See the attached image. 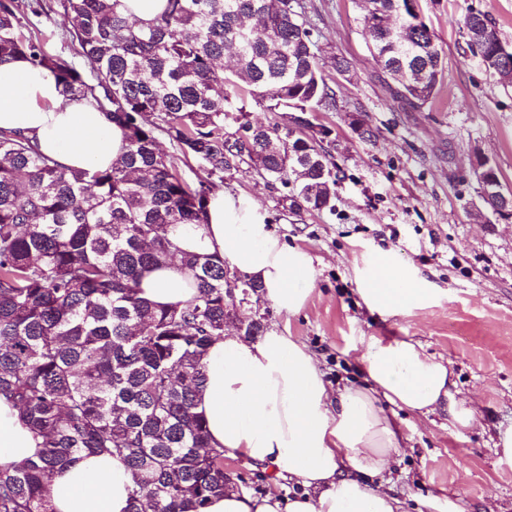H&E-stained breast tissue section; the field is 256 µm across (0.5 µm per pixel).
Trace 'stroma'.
<instances>
[{
    "mask_svg": "<svg viewBox=\"0 0 512 512\" xmlns=\"http://www.w3.org/2000/svg\"><path fill=\"white\" fill-rule=\"evenodd\" d=\"M38 24L48 50L80 73L89 67L68 37L58 0H40ZM312 41L340 109L311 112L330 129L340 167L335 210L295 216L285 211L282 185L241 168L224 178L225 191L255 200L286 242L305 248L317 271L305 309L289 316L263 302L266 324L289 330L313 351L332 387L361 385L360 337L420 342L427 355L450 360L456 389L475 401V419L455 432L448 413L399 411L407 440L385 474L408 512H433L430 503H462L466 512H512V470L495 465V429L512 422V217L479 222L474 170L487 160L512 191V87L490 77L461 34L468 12L487 14L512 45V0H420L447 61L438 95L420 108L392 96V81L376 65L362 33L360 0H303ZM351 68L338 74L336 57ZM372 127L365 140L354 119ZM392 252L429 288L428 303L406 315L370 312L358 278L379 251ZM239 489L287 495L296 484L268 465L225 460Z\"/></svg>",
    "mask_w": 512,
    "mask_h": 512,
    "instance_id": "1",
    "label": "stroma"
}]
</instances>
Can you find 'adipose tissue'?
I'll return each instance as SVG.
<instances>
[{"mask_svg": "<svg viewBox=\"0 0 512 512\" xmlns=\"http://www.w3.org/2000/svg\"><path fill=\"white\" fill-rule=\"evenodd\" d=\"M0 129L24 132L41 153L70 168L108 167L126 147L122 127L88 102L65 97L47 69L23 58L0 64ZM195 244L259 281L278 311L295 315L306 307L316 279L312 258L283 241L253 200L215 192ZM358 293L381 315L407 314L428 300L416 276L386 252L360 277ZM192 294L177 259L142 279L143 298L159 305L183 303ZM359 360L366 387L334 390L315 355L290 332L271 328L255 341L228 332L214 341L196 399L211 445L228 457L269 464L301 490L287 498L231 488L204 512H401L383 480L406 436L379 399L419 413L447 406L458 428L471 426L474 408L457 397L448 363L425 356L413 342L373 336ZM41 443L0 400V468L23 463ZM128 486L118 459L85 456L55 474L52 506L54 512H128Z\"/></svg>", "mask_w": 512, "mask_h": 512, "instance_id": "obj_1", "label": "adipose tissue"}]
</instances>
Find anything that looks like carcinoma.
<instances>
[{"label":"carcinoma","instance_id":"carcinoma-1","mask_svg":"<svg viewBox=\"0 0 512 512\" xmlns=\"http://www.w3.org/2000/svg\"><path fill=\"white\" fill-rule=\"evenodd\" d=\"M361 24L370 51L396 82L393 97L417 107L439 92L445 55L407 0H367ZM88 82L47 53L25 11L41 3L0 0V63L25 57L63 92L88 100L125 130L126 151L109 168H67L20 131L0 130V398L42 438L36 455L0 469V512H54L52 479L82 455L118 458L133 512H201L228 489L224 449L209 443L195 412L203 358L236 319L225 307L226 261L195 249L224 175L246 165L288 192L292 214L336 209L340 168L306 112H335L300 0H167L140 25L122 0H61ZM463 37L491 60L498 31L485 14L463 19ZM248 93L284 122L253 123L233 94ZM196 160L206 177L188 184L159 150L157 133ZM185 230L183 244L167 228ZM180 257L195 289L183 305L141 296L152 268Z\"/></svg>","mask_w":512,"mask_h":512}]
</instances>
